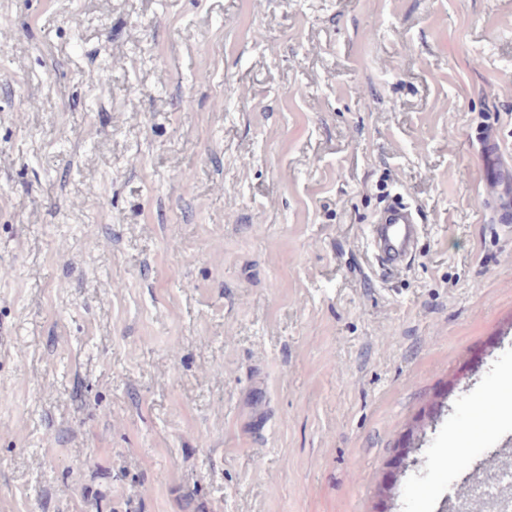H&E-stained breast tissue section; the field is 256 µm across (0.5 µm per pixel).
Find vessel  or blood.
Wrapping results in <instances>:
<instances>
[{
    "mask_svg": "<svg viewBox=\"0 0 512 512\" xmlns=\"http://www.w3.org/2000/svg\"><path fill=\"white\" fill-rule=\"evenodd\" d=\"M479 153L483 168V192L495 206L496 223H512V164L492 129H482ZM422 219L416 208L403 202L389 204L376 217L368 232L374 257L384 269L396 271L419 249Z\"/></svg>",
    "mask_w": 512,
    "mask_h": 512,
    "instance_id": "b4317fda",
    "label": "vessel or blood"
}]
</instances>
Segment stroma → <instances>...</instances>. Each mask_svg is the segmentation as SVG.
Listing matches in <instances>:
<instances>
[{
	"mask_svg": "<svg viewBox=\"0 0 512 512\" xmlns=\"http://www.w3.org/2000/svg\"><path fill=\"white\" fill-rule=\"evenodd\" d=\"M1 29L0 512H440L495 470L512 228L470 135L512 156V0H0ZM391 192L423 232L389 276Z\"/></svg>",
	"mask_w": 512,
	"mask_h": 512,
	"instance_id": "stroma-1",
	"label": "stroma"
}]
</instances>
